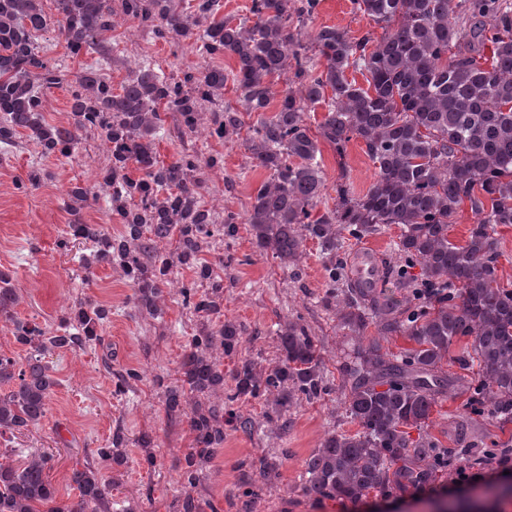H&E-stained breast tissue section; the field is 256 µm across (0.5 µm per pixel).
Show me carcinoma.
Returning <instances> with one entry per match:
<instances>
[{"label":"carcinoma","instance_id":"carcinoma-1","mask_svg":"<svg viewBox=\"0 0 512 512\" xmlns=\"http://www.w3.org/2000/svg\"><path fill=\"white\" fill-rule=\"evenodd\" d=\"M58 33L72 57L100 46L112 29L108 0H55ZM129 19L147 24L157 38L177 36L200 45L211 59L230 56L237 68L206 65L173 82L146 62L112 90L100 68L75 79L72 122L48 126L39 90L64 82L60 66L41 55L38 38L49 23L42 0H0V148L14 146L20 134L44 155L71 158L80 131L96 128L112 156L101 180L77 185L71 196L86 201L91 190L104 193L123 232L101 224L69 225V239L95 244L92 264H121L137 288L139 310L157 312L160 284L169 262H147L157 243L175 240L180 263L197 266V284L182 286L184 302L206 317L222 316L224 280L197 265L215 223L201 205L200 181L187 172L201 167L198 156L181 153L169 163L157 160L155 135L159 106L175 112L190 132L199 114L232 79L246 111L257 113L246 139L252 166L268 178L250 196L246 223L261 253L295 263L304 242L317 241L328 264L333 290L325 305L336 311L339 327L361 337L369 325L378 336L360 347L343 366L350 388L345 412L359 429L329 434L305 464L309 492L321 498L359 501L371 490L429 481L442 464L439 445L425 432L436 406L439 369L450 347L472 338L471 349L454 361L478 365L470 413L512 422V289L500 285L498 227L512 225V3L509 0H351L353 10L383 30L368 33L322 26L302 38V28L321 0H252L251 16L234 24L216 19L218 0H198L195 12H177L174 0H124ZM490 54H485V51ZM366 75L368 86L350 79ZM283 81L272 115L273 82ZM189 84L193 92L184 91ZM332 91L326 97V90ZM324 102L327 112L312 136L305 109ZM236 110L224 108L215 133H240ZM362 140L376 164L369 189L355 194L336 183V207L317 217L312 211L325 185L320 142L343 155L347 143ZM474 224L463 244L448 240V224L464 202ZM396 224L401 234L395 278L401 301L356 283L339 251L381 227ZM420 267L415 274L413 269ZM344 287L336 293L334 286ZM16 289L0 273V314L13 323L15 341L30 347L25 363L0 355V436L20 433L46 416L57 380L44 362L55 348H83L101 342L106 318L100 306H79L52 334L21 320L11 309ZM401 334L415 347L397 354L382 351L380 339ZM240 330L231 323L204 327L192 338L182 361L187 387L168 392L171 412L186 394L224 388V368L213 350L237 351ZM280 357L272 367L245 359L233 373L234 398L260 397L264 420L281 427L292 404L326 392L321 356L307 328L290 321L277 328ZM244 429L252 421L215 402L193 401L189 414L195 448L185 456L182 478L194 487L200 463L214 459L224 445V422ZM416 429L418 437L411 438ZM51 456L31 452L19 465L0 461V512H111L98 473L75 470L70 479L78 500L67 502L48 480Z\"/></svg>","mask_w":512,"mask_h":512}]
</instances>
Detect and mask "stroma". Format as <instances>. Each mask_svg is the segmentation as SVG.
I'll list each match as a JSON object with an SVG mask.
<instances>
[{
    "mask_svg": "<svg viewBox=\"0 0 512 512\" xmlns=\"http://www.w3.org/2000/svg\"><path fill=\"white\" fill-rule=\"evenodd\" d=\"M121 3L110 2L115 26L112 64L105 73L113 86H120L129 70L142 62L176 81L208 64V57L198 49L154 37L125 19ZM42 6L51 24L39 45L66 72L60 87L44 92L43 116L49 124H65L71 120L69 99L77 75L100 62L101 56L94 51L69 56L57 38L55 0H43ZM312 25L335 26L356 38L374 28L367 16L353 11L350 0H322ZM155 143L157 158L164 163L181 152L203 160L218 158L217 166L200 171L202 202L218 216L232 213L239 217L235 234L214 236L202 254L213 273L224 280V319L241 329L237 351L223 359L225 394L235 391L231 374L240 360L252 359L265 367L275 364L280 354L275 331L279 323L291 319L300 320L317 344L327 393L311 401L298 400L287 413L288 427L283 431L266 426L263 399L235 401L234 409L252 420V428L225 427L223 449L204 465L198 485L186 490L180 468L193 446V434L185 413H168L164 392L181 384V363L200 327V315L181 295L182 285L195 281V271L186 265L170 270L162 286V313L155 319L139 312L136 290L117 267L100 264L94 273H87L83 259L91 255V245L77 242L65 252L57 243L67 237L74 220L105 225L115 235L122 232L118 217L108 215L105 198L80 206L70 196L74 185L99 179L109 163L106 148L97 131L88 130L81 134L75 157H45L23 135L11 150H0V271L9 274L18 290L14 313L51 331L81 305H102L110 313L99 329L101 343L83 349L61 348L48 355L57 384L47 401V414L39 425L0 441V452H10L15 461L30 448L51 452L48 476L66 501L77 500L79 495L69 484L73 469L97 471L110 485L112 512H179L188 492L211 504L215 512H367L375 504L389 512H436L440 502L450 498L459 505H487L488 512H512V496H486L476 484L460 489L451 486L459 461L458 416L470 396V386L477 381L474 370L456 364L444 369L448 386L439 394L427 428L448 452L447 467L433 481L437 493L413 487L372 491L357 503L338 498L318 501L308 494L305 459L328 434L357 429L345 413L349 385L340 372L352 353V342L338 328L335 311L322 302L329 288L326 260L312 240L306 241L295 266L283 265L255 249L249 226L241 217L251 194L268 174L252 167L243 138L219 139L204 128L193 134L184 132L174 113L166 112ZM321 158L325 187L317 211L335 207L337 181L362 192L374 180L375 167L361 140H351L341 157L329 145H322ZM33 166L51 171L52 177L37 189H22ZM472 427L479 443L471 449L468 461L476 472L496 474L504 448H512V422L477 416ZM117 435L124 440L123 462L103 461L99 449L110 447ZM148 452L154 456L150 464L144 460ZM264 456L278 460L279 477L257 494L248 495L258 461Z\"/></svg>",
    "mask_w": 512,
    "mask_h": 512,
    "instance_id": "stroma-1",
    "label": "stroma"
}]
</instances>
